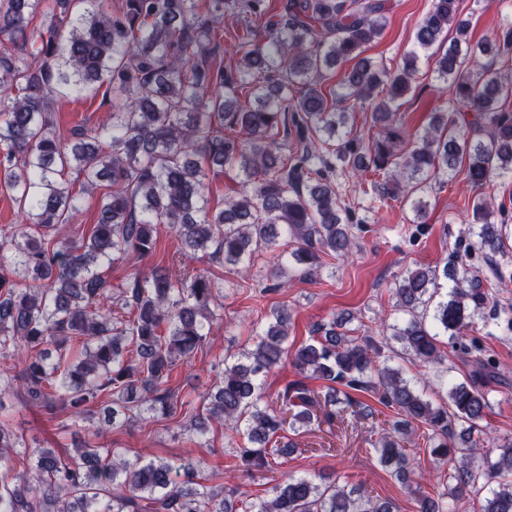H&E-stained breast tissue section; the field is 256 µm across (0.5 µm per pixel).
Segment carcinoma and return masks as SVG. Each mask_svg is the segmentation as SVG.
<instances>
[{"instance_id":"carcinoma-1","label":"carcinoma","mask_w":512,"mask_h":512,"mask_svg":"<svg viewBox=\"0 0 512 512\" xmlns=\"http://www.w3.org/2000/svg\"><path fill=\"white\" fill-rule=\"evenodd\" d=\"M43 0H0V179L13 193L24 223L0 234V359L21 390L0 389V413L32 407L71 410L82 420L103 398L112 407L104 421H140L148 412L176 414L170 382L180 362L209 343L223 317L224 284L187 267L136 270L112 289L104 270L129 251L151 252L165 224L190 260L209 253L242 276L280 233L296 243L291 260L258 281L279 288L298 272L314 276L320 255L349 257L356 248L352 209L339 195L337 178L350 172L385 176L364 195L415 194L431 182H451L465 171L478 190L512 182V70L494 59L512 52V11L475 45L460 0H431L414 34V47L395 68L362 56L387 22V0H288L285 14L268 17L265 0H124L120 11L106 0H53L43 30L28 31ZM243 29L236 70L214 65L224 37V16ZM262 27L257 42L253 28ZM455 36L448 38V32ZM430 59L448 89V106L407 152L397 100L413 87L420 57ZM475 56L492 62L470 68ZM343 63L336 92L322 90L325 72ZM118 103L111 121L81 125L63 142L54 127L53 97L101 86ZM250 104L239 103L243 90ZM380 101L372 112L377 131L360 136L336 102ZM235 166L245 176L235 197L212 211L200 160ZM73 170L80 184L64 178ZM108 182L90 229L70 224L82 195ZM477 230L465 245L502 253L512 225L493 219L481 195L472 203ZM72 225V233H60ZM394 295L407 318L389 326L401 353L421 368L442 363L440 337L465 356L466 379L438 375L448 401L433 402L402 369L387 364L382 346L367 336L321 324L313 342L291 362L299 379L264 401L261 377L286 353L290 312L282 307L252 347L225 364L205 395L207 421L193 415L185 428L201 433L215 423L243 435L248 465L275 470L287 456L278 443L285 428L307 427L324 398L327 420L347 414L363 420L374 409L349 391L369 393L393 413L379 425L380 463L405 480L413 472L407 448L412 424L426 429L429 453L448 462L442 497L457 502L472 494L478 512H512V438L493 448L472 429L491 407L489 386L496 361L480 339L463 342L474 317L487 334L512 332V307L498 306L483 280L457 264L409 270ZM332 383L321 396L306 380ZM345 388V399L336 386ZM343 407L336 410V403ZM17 457L32 467L15 471ZM0 512H238L224 488L206 486L197 468L162 458L99 448L73 451L27 444L0 421ZM248 512H398L356 486L318 483L312 477L277 479L269 496L244 504Z\"/></svg>"}]
</instances>
